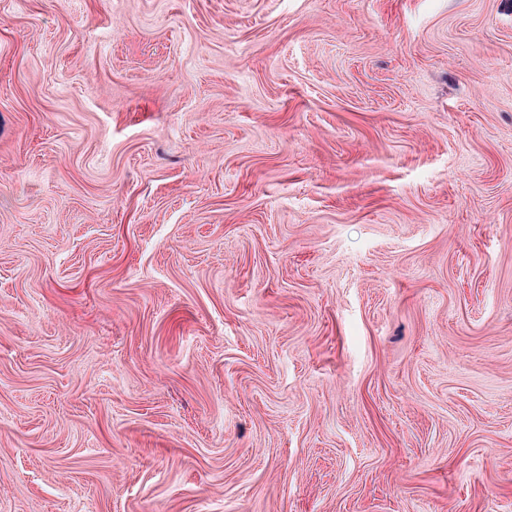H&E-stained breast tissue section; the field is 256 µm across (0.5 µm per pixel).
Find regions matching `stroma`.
<instances>
[{
	"label": "stroma",
	"mask_w": 512,
	"mask_h": 512,
	"mask_svg": "<svg viewBox=\"0 0 512 512\" xmlns=\"http://www.w3.org/2000/svg\"><path fill=\"white\" fill-rule=\"evenodd\" d=\"M0 512H512V0H0Z\"/></svg>",
	"instance_id": "stroma-1"
}]
</instances>
